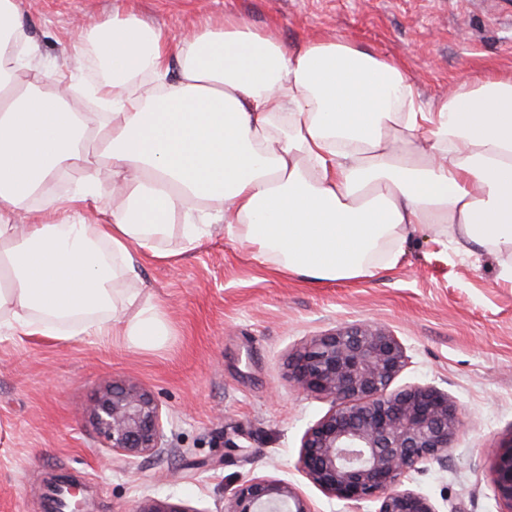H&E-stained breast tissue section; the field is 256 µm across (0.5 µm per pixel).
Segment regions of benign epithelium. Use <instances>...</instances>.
I'll return each instance as SVG.
<instances>
[{
    "instance_id": "benign-epithelium-1",
    "label": "benign epithelium",
    "mask_w": 512,
    "mask_h": 512,
    "mask_svg": "<svg viewBox=\"0 0 512 512\" xmlns=\"http://www.w3.org/2000/svg\"><path fill=\"white\" fill-rule=\"evenodd\" d=\"M405 348L381 325H353L313 337L291 359L298 389L332 407L301 440L299 467L326 494L345 501H380L378 512H436L404 478L425 462L443 464L462 422L448 392L433 385L389 386L406 366ZM100 447L129 463L165 451L161 404L130 383H113L91 411ZM496 483L512 501V440L495 451ZM68 512H83L85 486L66 482ZM138 512H192L151 501ZM225 512H313L281 479L244 483Z\"/></svg>"
}]
</instances>
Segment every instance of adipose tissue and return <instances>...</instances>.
Listing matches in <instances>:
<instances>
[{
	"instance_id": "1",
	"label": "adipose tissue",
	"mask_w": 512,
	"mask_h": 512,
	"mask_svg": "<svg viewBox=\"0 0 512 512\" xmlns=\"http://www.w3.org/2000/svg\"><path fill=\"white\" fill-rule=\"evenodd\" d=\"M19 2L0 0V334L158 349L173 326L138 268L219 225L261 265L334 281L394 266L426 224L512 279V78L426 103L347 40L291 50L231 15L175 35L115 12L74 46L102 71L84 112L76 75L36 71ZM104 161L113 205L90 180ZM70 172L83 183L52 193Z\"/></svg>"
}]
</instances>
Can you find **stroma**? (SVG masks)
I'll return each mask as SVG.
<instances>
[{
  "instance_id": "35a3bbf8",
  "label": "stroma",
  "mask_w": 512,
  "mask_h": 512,
  "mask_svg": "<svg viewBox=\"0 0 512 512\" xmlns=\"http://www.w3.org/2000/svg\"><path fill=\"white\" fill-rule=\"evenodd\" d=\"M133 9L173 33L225 16L271 30L291 47L330 36L400 60L423 101L467 78L512 75V0H22L41 68L74 63L82 27ZM171 263L145 262L138 284L174 327L143 351L89 337L0 335V512H45L62 475L87 488L90 512H136L149 499L193 512H225L247 480L288 481L313 512H376L377 501L326 495L298 467L305 431L330 400L299 390L290 359L311 337L385 325L407 365L393 388L433 385L455 402L463 427L445 464L404 480L437 512H506L494 448L512 440V280L484 249H457L419 225L394 267L335 282L273 273L223 230L194 249L168 244ZM162 405L166 450L102 462L88 411L115 381Z\"/></svg>"
}]
</instances>
